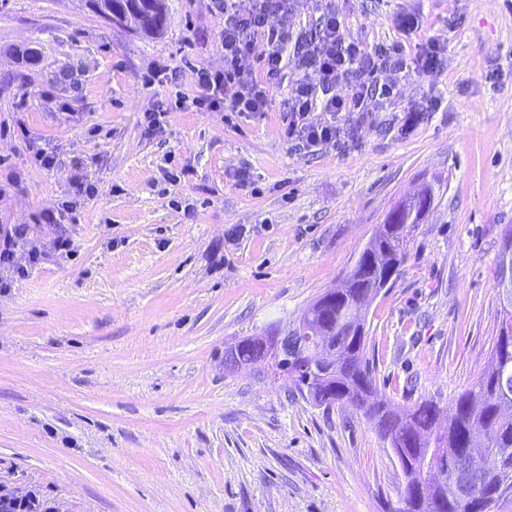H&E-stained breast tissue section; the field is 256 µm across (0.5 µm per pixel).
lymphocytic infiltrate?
<instances>
[{
    "mask_svg": "<svg viewBox=\"0 0 512 512\" xmlns=\"http://www.w3.org/2000/svg\"><path fill=\"white\" fill-rule=\"evenodd\" d=\"M285 2L252 0L248 12L242 13L235 0H211L213 13L224 19V66L197 69L196 82L202 93L192 103L198 110L239 114L266 111L273 91L287 78L288 60L293 57L316 79L303 78L292 86L285 138L309 152L328 147L343 151L349 146L353 117H364L372 101L383 107L393 104V88L382 81V73L404 71L412 62L424 71L439 64V48L433 44L418 47L411 55L398 44L365 48L345 36L340 20L331 11L320 16L315 30H295ZM257 39L266 52L262 71L255 73L244 69L242 59ZM228 88L233 91L229 97L224 94ZM315 112L322 113L321 121L312 120ZM22 246L27 247L30 261L40 258L38 247L28 244L25 225L1 224L0 265L12 268L20 277L25 276L26 269L15 263L14 256Z\"/></svg>",
    "mask_w": 512,
    "mask_h": 512,
    "instance_id": "1",
    "label": "lymphocytic infiltrate"
}]
</instances>
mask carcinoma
Segmentation results:
<instances>
[{
	"instance_id": "carcinoma-1",
	"label": "carcinoma",
	"mask_w": 512,
	"mask_h": 512,
	"mask_svg": "<svg viewBox=\"0 0 512 512\" xmlns=\"http://www.w3.org/2000/svg\"><path fill=\"white\" fill-rule=\"evenodd\" d=\"M90 11L111 22L136 19V32L154 38L167 25L166 0H87ZM433 192L396 206L379 225L342 285L327 291L303 313L298 324L304 345L322 351L311 367L292 346L278 362L303 399L325 410L335 405L360 412L388 445L402 471L398 512H493L512 495V460L494 458L512 448V332L501 316L491 361L476 381L458 394L453 413L440 427L438 402L425 399L397 410L379 396L366 358L364 321L358 311L386 287L407 255V243L429 211ZM261 337L235 344L246 361L264 357ZM22 512H53V506L30 491Z\"/></svg>"
}]
</instances>
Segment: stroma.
<instances>
[{"label":"stroma","mask_w":512,"mask_h":512,"mask_svg":"<svg viewBox=\"0 0 512 512\" xmlns=\"http://www.w3.org/2000/svg\"><path fill=\"white\" fill-rule=\"evenodd\" d=\"M170 3L145 39L82 0H0V225H27L44 253L0 288V481L61 512H397L399 464L359 412L312 406L262 363L227 371L224 352L286 335L428 185L406 261L365 310L366 355L395 406L452 412L499 322L512 0H288L304 23L335 11L365 46L443 52L438 71L388 76L393 106L349 150L313 153L283 136L297 62L267 111L175 107L199 95L194 69L223 68L224 21L210 0ZM44 148L53 169L34 163ZM63 198L73 220L44 223Z\"/></svg>","instance_id":"1"}]
</instances>
